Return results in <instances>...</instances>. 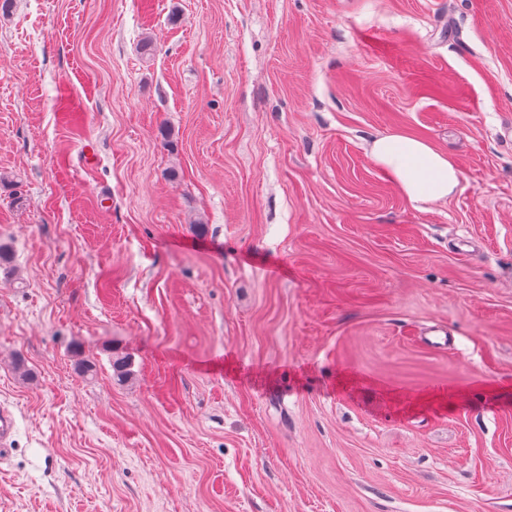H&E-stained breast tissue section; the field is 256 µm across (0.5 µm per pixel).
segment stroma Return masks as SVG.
<instances>
[{
	"mask_svg": "<svg viewBox=\"0 0 512 512\" xmlns=\"http://www.w3.org/2000/svg\"><path fill=\"white\" fill-rule=\"evenodd\" d=\"M0 245V512H512V0H13ZM370 155L418 210L448 201L460 183V171L444 152L427 141L399 133L375 137Z\"/></svg>",
	"mask_w": 512,
	"mask_h": 512,
	"instance_id": "stroma-1",
	"label": "stroma"
}]
</instances>
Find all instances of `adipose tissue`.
I'll use <instances>...</instances> for the list:
<instances>
[{"mask_svg": "<svg viewBox=\"0 0 512 512\" xmlns=\"http://www.w3.org/2000/svg\"><path fill=\"white\" fill-rule=\"evenodd\" d=\"M370 155L416 209L447 201L460 183V171L447 154L427 141L399 133L375 137Z\"/></svg>", "mask_w": 512, "mask_h": 512, "instance_id": "adipose-tissue-1", "label": "adipose tissue"}]
</instances>
